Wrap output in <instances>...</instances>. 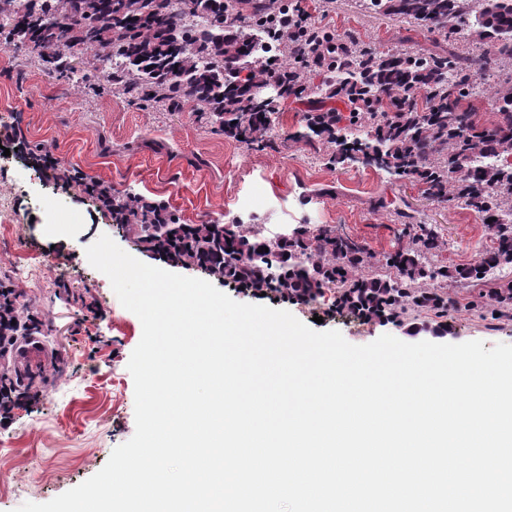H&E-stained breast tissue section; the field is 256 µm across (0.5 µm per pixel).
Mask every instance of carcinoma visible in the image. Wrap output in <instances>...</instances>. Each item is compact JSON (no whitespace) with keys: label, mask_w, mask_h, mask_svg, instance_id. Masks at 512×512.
Returning <instances> with one entry per match:
<instances>
[{"label":"carcinoma","mask_w":512,"mask_h":512,"mask_svg":"<svg viewBox=\"0 0 512 512\" xmlns=\"http://www.w3.org/2000/svg\"><path fill=\"white\" fill-rule=\"evenodd\" d=\"M359 6L431 28L450 44L468 28L493 41L496 53L477 59L463 46L446 57L374 52L349 34L295 23L291 2L288 22L297 35L284 45L270 33L279 23L262 25L264 5L249 7L247 0H183L185 9L205 17L202 30L181 25L170 0H0V33L8 30L9 42L26 46L54 72L75 73L74 48L98 68L110 62L107 84L160 106L189 102L248 147L261 142L272 123L261 90L276 84L285 98L307 88V69L322 65L329 73L324 94L349 103V125H341L338 111L309 112L295 138L314 136L334 146L330 165L373 154L372 167L415 181L426 198L478 212L493 241L480 261L445 271L430 263L443 241L432 225L404 212L400 217L414 220L419 233L381 263L366 245L326 227H300L275 240L253 225L183 224L166 204L134 192L120 195L104 181L97 182L95 198L145 252L253 293L285 292L309 303L332 291L336 308L395 323L410 309L439 310L438 290L450 283L479 282L488 268L512 266V0H360ZM256 33L287 49L288 66L279 76H254L257 52L269 49ZM482 79L493 87L495 103V119L483 124L471 104L481 96ZM481 153L501 164L472 168L471 158ZM379 263L387 274L372 271ZM0 288V316L20 317L14 293L1 281ZM486 304L499 314L511 311L512 281L490 291Z\"/></svg>","instance_id":"obj_1"}]
</instances>
